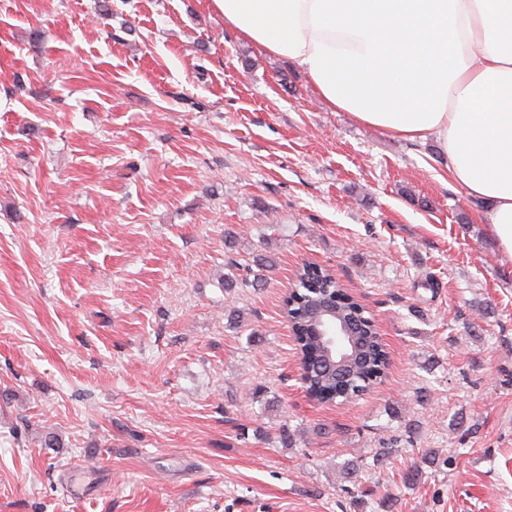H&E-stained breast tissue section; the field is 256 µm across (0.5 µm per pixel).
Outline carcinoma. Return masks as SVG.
Listing matches in <instances>:
<instances>
[{
	"instance_id": "1",
	"label": "carcinoma",
	"mask_w": 512,
	"mask_h": 512,
	"mask_svg": "<svg viewBox=\"0 0 512 512\" xmlns=\"http://www.w3.org/2000/svg\"><path fill=\"white\" fill-rule=\"evenodd\" d=\"M264 282L259 275L241 274L224 278V287H254ZM336 297L339 313L352 318L358 327L361 350L355 365L338 372L327 362L324 347L310 335L312 314L316 302ZM283 310L289 322L295 349L304 371L303 386L309 397L320 403L344 404L361 397L380 383L389 365V353L381 341L378 329L367 311L349 295L336 276L326 268L306 263L297 270L296 287L283 300Z\"/></svg>"
}]
</instances>
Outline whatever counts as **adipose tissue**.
Masks as SVG:
<instances>
[{
  "label": "adipose tissue",
  "mask_w": 512,
  "mask_h": 512,
  "mask_svg": "<svg viewBox=\"0 0 512 512\" xmlns=\"http://www.w3.org/2000/svg\"><path fill=\"white\" fill-rule=\"evenodd\" d=\"M226 26L304 70L321 102L410 142L486 204L512 262V0H213Z\"/></svg>",
  "instance_id": "ef3b65f1"
}]
</instances>
